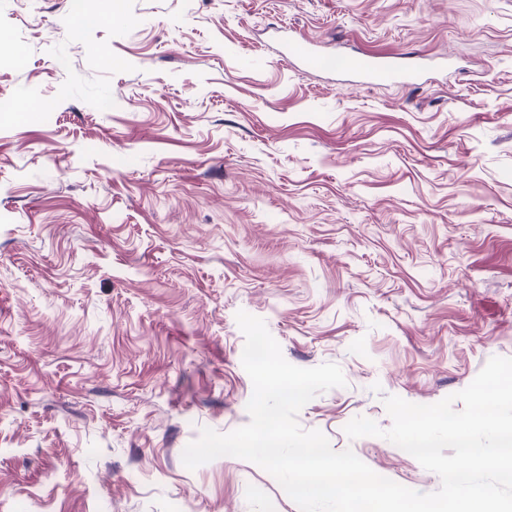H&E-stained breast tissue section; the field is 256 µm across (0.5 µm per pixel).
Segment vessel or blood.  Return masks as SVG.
Here are the masks:
<instances>
[{
  "instance_id": "obj_1",
  "label": "vessel or blood",
  "mask_w": 512,
  "mask_h": 512,
  "mask_svg": "<svg viewBox=\"0 0 512 512\" xmlns=\"http://www.w3.org/2000/svg\"><path fill=\"white\" fill-rule=\"evenodd\" d=\"M292 61L316 66L329 73L343 75L348 82L375 85L390 81L401 86L416 84L419 67L416 62L395 54H370L359 58L336 59L335 55L318 51L312 43H295Z\"/></svg>"
}]
</instances>
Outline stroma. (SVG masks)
Here are the masks:
<instances>
[{"label":"stroma","instance_id":"obj_1","mask_svg":"<svg viewBox=\"0 0 512 512\" xmlns=\"http://www.w3.org/2000/svg\"><path fill=\"white\" fill-rule=\"evenodd\" d=\"M395 53L409 87L287 62ZM340 366L298 413L379 437L512 357V0H0V512H299L246 425L238 311Z\"/></svg>","mask_w":512,"mask_h":512}]
</instances>
